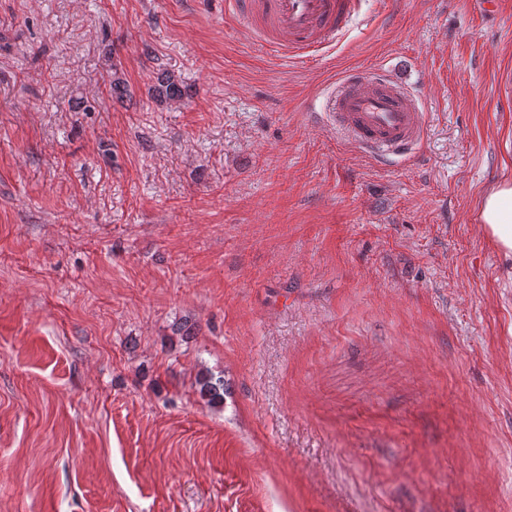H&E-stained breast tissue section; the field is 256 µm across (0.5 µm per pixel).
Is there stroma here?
I'll use <instances>...</instances> for the list:
<instances>
[{"label":"stroma","mask_w":512,"mask_h":512,"mask_svg":"<svg viewBox=\"0 0 512 512\" xmlns=\"http://www.w3.org/2000/svg\"><path fill=\"white\" fill-rule=\"evenodd\" d=\"M353 69L418 159L337 134ZM503 181L512 0H360L304 63L224 0H0V512H512ZM187 87L174 72L164 70L157 74L151 95L159 105L181 102L187 95ZM327 106L336 129L375 160L411 157L423 140L420 102L387 74L346 73ZM478 218L495 246L505 256L512 254V183L504 181L482 198Z\"/></svg>","instance_id":"stroma-1"}]
</instances>
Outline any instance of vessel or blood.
Instances as JSON below:
<instances>
[{
  "label": "vessel or blood",
  "instance_id": "1",
  "mask_svg": "<svg viewBox=\"0 0 512 512\" xmlns=\"http://www.w3.org/2000/svg\"><path fill=\"white\" fill-rule=\"evenodd\" d=\"M359 0H224L225 19H245L273 54L298 62L335 43ZM328 110L349 142L376 160L409 157L421 144L420 102L388 75L346 73Z\"/></svg>",
  "mask_w": 512,
  "mask_h": 512
}]
</instances>
